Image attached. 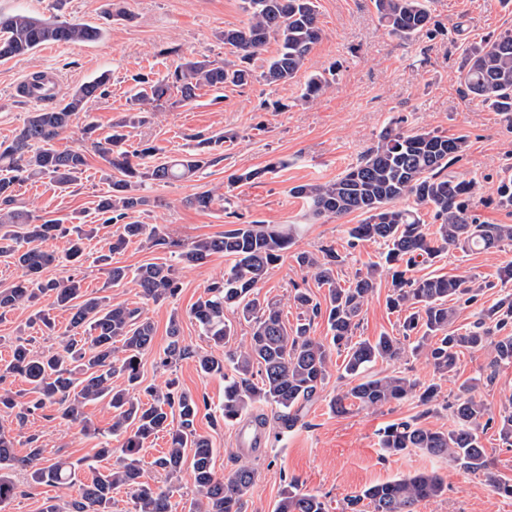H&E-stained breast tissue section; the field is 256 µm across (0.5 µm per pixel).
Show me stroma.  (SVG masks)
<instances>
[{
    "label": "stroma",
    "mask_w": 512,
    "mask_h": 512,
    "mask_svg": "<svg viewBox=\"0 0 512 512\" xmlns=\"http://www.w3.org/2000/svg\"><path fill=\"white\" fill-rule=\"evenodd\" d=\"M318 9L322 36L290 82L268 85L257 81L243 88H225L220 94L205 88L193 103L165 109L158 121L135 130V139L152 140L170 153L186 149L196 134L222 132L232 137L224 145L223 161L191 179L153 187L151 205L141 216L143 223L187 243L223 233L236 221L298 224L302 234L296 250L315 253L333 247L344 259L338 268L340 277H352L378 261L381 252L379 245L370 242L350 244L348 230L360 223V215L311 218L302 200L289 190L336 179L377 144L391 120L399 118L407 130L467 135L468 146L449 166V174L480 181L472 209L480 223L512 224V209L501 208L497 198L500 180L512 174V120L467 96L460 82L466 49L512 29V0H431L435 33L409 40L389 34L380 24L374 0H318ZM16 12L86 23L100 28L102 36L90 43L46 44L32 54L0 62V142L13 138L27 115L39 109L16 91L31 72H55L61 99L82 83L110 74L106 97L89 115L74 121L78 127L94 121L103 137L129 107L132 75L149 71L164 75L179 57L190 54L223 60L224 45L217 32L247 21L241 0H0V13ZM331 67L336 70L332 87L318 98L302 99L307 80ZM274 159L283 160V167L253 182L229 185L232 173L261 168ZM101 168L98 156H90L88 170L65 190L46 179L25 182L16 188V204L66 223L75 216L84 223H95V204L108 188ZM211 189L232 193L235 217H227L220 204L207 211L186 205L187 197ZM511 263L512 245L491 251L452 250L433 264L419 266L415 273L469 275L489 282L482 297L488 307L500 295V269ZM229 264V258L221 254L202 264H178L180 292L159 304L143 300L132 286L107 285L104 272L93 261H84L80 274L88 292L145 309L154 323L155 337L152 349L141 358L142 384L161 390L174 378L181 389L201 398L195 426L212 442L216 474L224 475L245 463L255 470L245 496L246 512H274L281 491L292 480L302 491L323 495L329 512H343L346 499L367 487L431 471L443 476L448 489L423 502L419 512H512V498L497 495L481 477L448 461L420 451L390 456L381 450L379 432L385 425L416 417L427 427L448 429L452 426L450 411L442 408L427 414L418 400L411 399L376 411L332 412L331 398L350 384L337 366L332 367L303 424L294 429L277 428L270 405H253V413L269 419L268 444L257 455L242 452L233 428L218 422L224 379L200 373L196 356L211 346L188 315L208 284L221 277ZM298 288L312 290L319 297L324 294L288 254L271 271L261 294L281 302L285 320L292 323L297 310L289 297ZM391 291L390 276L381 275L364 307L357 336L372 340L383 333L398 335L401 316L387 306ZM33 314V309L21 308L0 315V360L9 359L19 337L31 340L39 351L54 346V337L34 324ZM174 315L180 318V337L190 354L166 370L158 361ZM489 361L488 352L462 351L456 373L440 381L424 357L410 353L396 362H377L372 371L379 375L400 371L424 384L438 382L445 396L476 377L480 380L477 400L493 415L511 413L512 364L492 373L487 369ZM111 424L112 410L104 400L87 403L77 422L62 421L52 408L22 422L14 412L0 409V425L11 429L17 456H25L29 438H37L45 458L80 462L79 477L84 481L91 479L93 469L106 467L95 458L98 440L92 431L108 429ZM13 478L22 488L5 512H42L48 498L67 499L76 493L72 487L29 483L19 471Z\"/></svg>",
    "instance_id": "stroma-1"
}]
</instances>
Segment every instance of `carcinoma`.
<instances>
[{
	"label": "carcinoma",
	"instance_id": "carcinoma-1",
	"mask_svg": "<svg viewBox=\"0 0 512 512\" xmlns=\"http://www.w3.org/2000/svg\"><path fill=\"white\" fill-rule=\"evenodd\" d=\"M242 3L246 24L217 33L228 48V56L221 61L184 57L174 70L157 79L144 73L133 75L131 107L113 122L107 137L94 136L96 128L88 123L77 136L76 145L62 150L54 147V141L71 129L73 117L89 111L106 96L110 77L102 73L80 85L60 106L30 115L11 141L0 142V258L12 260L23 270L16 283L0 290V311L34 306L48 296L53 298V306L70 314L51 351L38 352L27 340H16L10 361L0 367V384L18 375L32 388L25 395L1 390L0 408L16 411L20 423L52 406L58 407L62 419L75 422L82 418L86 403L100 399L108 400L114 412L111 428L102 433L104 441L97 457L107 459L116 453L117 462L78 484L77 496L62 503L50 500L42 512H111L112 491L121 487L130 490L133 512H175L173 487L142 480L140 451L160 431L168 433L169 446L151 466L173 477L186 461H191L196 497L190 501L188 512H244V497L254 479V469L247 465L227 476H217L212 443L195 428L200 409L197 397L174 390L172 382L164 391L144 388L150 397L148 403L135 397L141 385V356L152 349L154 341V324L144 310L114 303L107 296L88 294L83 280L75 274L62 280L42 277L57 260L54 252L43 248L44 244L58 237L68 238L65 260L79 263L95 229L69 228L31 209L15 206L14 186L47 179L64 188L82 176L92 153L103 162L108 182V191L99 196L96 212L103 223L117 226L105 244V253L96 258L103 263L112 285L130 283L143 299L165 302L180 290L177 264H202L219 253L233 260L223 277L207 286L189 312L212 346L221 350L219 355H199L198 367L203 374L224 377V425L240 423L253 404L263 402L275 408L281 428L296 427L329 377L334 352L344 354L343 375L358 380L330 400L337 414L348 413L354 407L374 410L414 396L421 405L433 406L439 396L435 384L425 385L397 373L367 374L380 360L400 359L405 342L413 336V350L423 354L434 373L442 377L455 371L463 349L489 351L494 365L512 364V291L505 288L512 283V265L500 272L504 289L497 303L482 308L463 331L451 329L459 309L478 304L485 288L493 284L480 283L472 276L412 275L416 267L433 263L450 248L489 251L505 242L512 244L511 224H480L471 214L479 183L445 174L467 147L463 136L389 127L376 147L335 180L289 190L304 201L307 215L316 219L359 213L363 219L348 230L350 238L385 247L384 264H374L348 280L339 278L337 267L343 259L335 251L327 249L320 257L307 251L295 253L296 263L325 293L320 300L306 289L295 290L292 301L300 313L293 326L283 319L279 302L260 297V288L270 270L295 244V225L244 222L185 245L139 221L150 203L148 188L189 178L224 159V134H197L188 151L172 157L152 142L131 143L132 130L158 117L174 92L178 95L175 103L187 105L204 88L219 91L226 86L245 87L259 77L269 85L285 84L302 69L321 37L316 0ZM428 3L375 0V7L391 34L411 39L432 33ZM101 36L100 29L85 23L23 13L0 16V60L31 54L46 43L92 42ZM272 37L280 42V51L258 75L253 62ZM461 81L467 95L512 117V29L467 49ZM332 83L333 79L324 73L313 75L305 85L303 98L323 94ZM280 165L282 161L278 160L261 169L234 174L228 183L255 180ZM410 197L416 206H397ZM218 201L224 202L227 214H232L233 203L227 191L198 192L186 199V205L205 211ZM421 206L431 211L437 223L435 231L427 227L419 211ZM135 239L149 248L169 250L172 261L147 263L132 274L123 266L112 265V255ZM382 267L391 274L390 308H411L413 312L403 321L402 337L384 333L373 341L357 340L360 315L376 288ZM227 311L250 328L249 341L234 348L230 342L235 330L225 317ZM318 317L324 318L328 327L324 340L312 335ZM168 336L160 358L163 366L188 355L180 340L176 315L170 320ZM117 374L124 376L125 386L112 385V377ZM477 383L474 378L461 384L454 401L448 404L452 428L434 430L415 419L394 422L380 433V447L389 455L418 449L445 458L465 472L484 477L494 493L512 498V481L501 480L490 471L479 437V431L496 423L500 437L512 442V413L495 420L474 396ZM114 436L123 437L117 448L112 447ZM29 444L33 448L27 455L16 456L10 431L0 426V508L18 493L10 476L18 468L26 471L34 484H75L77 464L45 459L35 437L29 439ZM445 488L439 474L417 473L370 486L350 497L346 508L350 512H362L367 506L373 512H418L421 502L440 496ZM275 512H328V505L322 496L302 491L291 480Z\"/></svg>",
	"mask_w": 512,
	"mask_h": 512
}]
</instances>
